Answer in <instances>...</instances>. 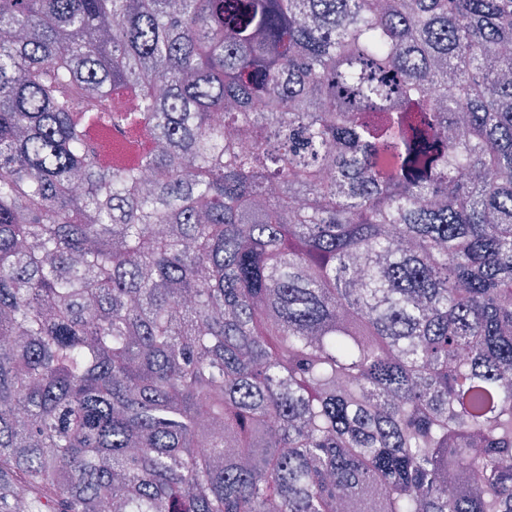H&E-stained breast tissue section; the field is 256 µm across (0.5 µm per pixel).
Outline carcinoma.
Returning a JSON list of instances; mask_svg holds the SVG:
<instances>
[{
  "label": "carcinoma",
  "instance_id": "1",
  "mask_svg": "<svg viewBox=\"0 0 512 512\" xmlns=\"http://www.w3.org/2000/svg\"><path fill=\"white\" fill-rule=\"evenodd\" d=\"M0 336V512H512V0H0Z\"/></svg>",
  "mask_w": 512,
  "mask_h": 512
}]
</instances>
